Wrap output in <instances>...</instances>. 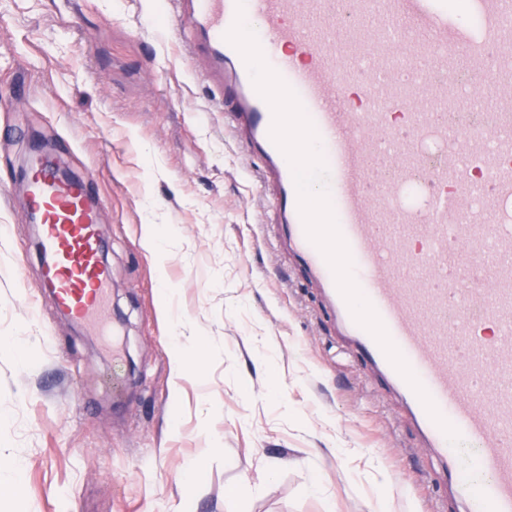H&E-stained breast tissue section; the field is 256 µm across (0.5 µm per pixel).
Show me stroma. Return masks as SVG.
I'll use <instances>...</instances> for the list:
<instances>
[{
  "label": "stroma",
  "mask_w": 512,
  "mask_h": 512,
  "mask_svg": "<svg viewBox=\"0 0 512 512\" xmlns=\"http://www.w3.org/2000/svg\"><path fill=\"white\" fill-rule=\"evenodd\" d=\"M209 68L160 0H0V512H460L282 258ZM40 148L94 178L115 348L41 288Z\"/></svg>",
  "instance_id": "obj_1"
}]
</instances>
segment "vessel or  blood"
<instances>
[{"instance_id":"b4317fda","label":"vessel or blood","mask_w":512,"mask_h":512,"mask_svg":"<svg viewBox=\"0 0 512 512\" xmlns=\"http://www.w3.org/2000/svg\"><path fill=\"white\" fill-rule=\"evenodd\" d=\"M184 53H207L230 131L275 190L285 254L320 289L350 350L401 397L447 472L463 512H512V0H169ZM254 23L267 64L296 92L318 135L327 187L352 275L392 342L460 433L456 451L377 341L353 319L305 232L273 113L226 41L237 14ZM488 76L492 122L448 124ZM358 87L364 108L343 95ZM26 185L42 226V285L79 322L98 323L109 271L100 262V202L90 180L35 155ZM474 462L467 484L460 457Z\"/></svg>"}]
</instances>
